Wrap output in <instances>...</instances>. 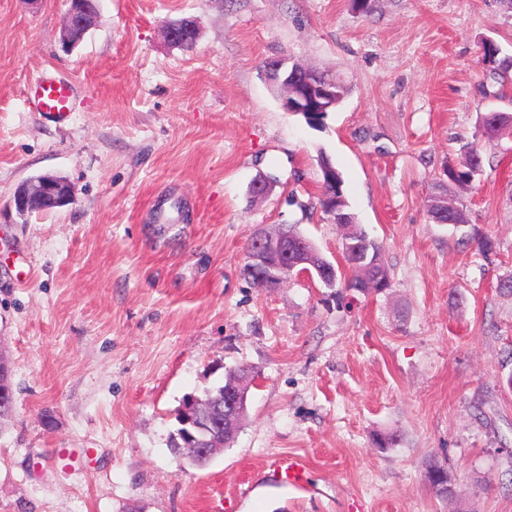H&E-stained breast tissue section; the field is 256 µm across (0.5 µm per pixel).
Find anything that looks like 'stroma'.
<instances>
[{"label": "stroma", "instance_id": "35a3bbf8", "mask_svg": "<svg viewBox=\"0 0 512 512\" xmlns=\"http://www.w3.org/2000/svg\"><path fill=\"white\" fill-rule=\"evenodd\" d=\"M67 0H0V353L15 405L0 429V512H512V139L452 188L463 224L426 198L459 164L481 112L512 113L500 0H100L63 52ZM195 20L184 48L164 26ZM342 76L317 122L284 111L264 64ZM44 72L73 86L69 119L31 112ZM341 172L391 286L330 289L243 275L257 227L297 225L329 260L342 229L319 204V154ZM44 174L73 204L19 215ZM275 178L253 199L251 182ZM491 238L493 253L478 246ZM26 282H19L20 270ZM255 377L230 447L178 466L185 395L225 370ZM394 436L395 444L376 440ZM308 482L270 476L278 458ZM456 497L436 496L429 460ZM480 57L484 65L490 68L494 75L508 78L512 71V56L502 55L501 47L493 40L481 43Z\"/></svg>", "mask_w": 512, "mask_h": 512}]
</instances>
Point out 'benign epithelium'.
Masks as SVG:
<instances>
[{"label":"benign epithelium","instance_id":"obj_1","mask_svg":"<svg viewBox=\"0 0 512 512\" xmlns=\"http://www.w3.org/2000/svg\"><path fill=\"white\" fill-rule=\"evenodd\" d=\"M99 13V5L92 4L80 10L67 9L61 28L63 45L78 42L93 26ZM167 41L182 45L188 40H197L193 20L182 25L164 28ZM266 75L281 93L282 106L287 112H324L336 104V78H327L298 64L287 65L284 58L265 62ZM74 202L69 183L56 175H42L23 182L14 195V206L19 215L25 216L36 209H56ZM301 244L284 229L269 232L264 228L254 230L249 240L246 261L242 274L255 276L262 284L276 286L290 278L293 273L317 278L324 287L336 288L338 278L336 265L328 263L320 268H310L297 260ZM239 396L229 393L224 396V419H215L211 434L225 428L237 410Z\"/></svg>","mask_w":512,"mask_h":512}]
</instances>
